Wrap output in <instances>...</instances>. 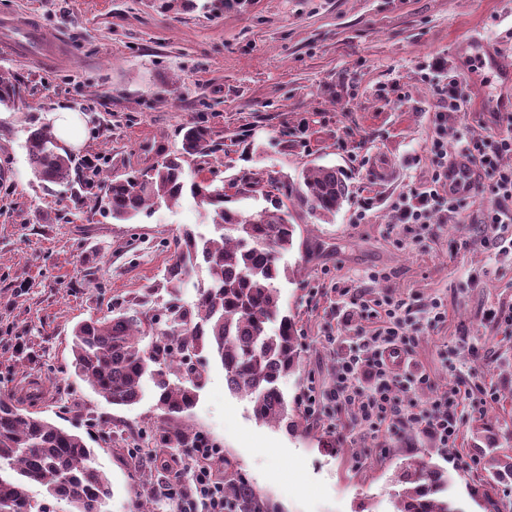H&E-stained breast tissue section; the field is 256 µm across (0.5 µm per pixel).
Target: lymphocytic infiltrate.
I'll use <instances>...</instances> for the list:
<instances>
[{"mask_svg":"<svg viewBox=\"0 0 512 512\" xmlns=\"http://www.w3.org/2000/svg\"><path fill=\"white\" fill-rule=\"evenodd\" d=\"M467 85L453 75L437 86L439 105L433 114L436 137L429 147L431 174L396 205L397 220L414 237L430 232L435 214L458 213L469 198L448 190V145L443 134L448 116L464 111ZM495 133L462 140L460 148L478 166L492 196V206L481 209L470 241L501 255L512 253V113L496 117ZM336 313L342 333L336 341V377L328 399L337 410L352 411L370 436L382 429H412L438 447H455L465 422L464 406L496 402L498 392L488 383L459 379L448 391L434 393L426 406L412 397L415 390L431 389L429 374L412 367L414 334L421 328L437 329L448 319L442 299L414 305L402 299L382 298L362 287L337 288ZM354 332L356 342L345 346L344 335ZM237 502L224 494V484L207 467H199L188 493L180 497V512H237Z\"/></svg>","mask_w":512,"mask_h":512,"instance_id":"lymphocytic-infiltrate-1","label":"lymphocytic infiltrate"}]
</instances>
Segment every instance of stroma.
I'll use <instances>...</instances> for the list:
<instances>
[{"label":"stroma","mask_w":512,"mask_h":512,"mask_svg":"<svg viewBox=\"0 0 512 512\" xmlns=\"http://www.w3.org/2000/svg\"><path fill=\"white\" fill-rule=\"evenodd\" d=\"M194 2L165 12L159 0H0V15H37L70 51L60 68L0 53V71L21 90L0 120V395L40 384L42 416L87 435L111 482L108 512H135L145 500L153 512H177L176 499L157 497L141 449L123 439L160 426L152 395L130 407L105 402L71 366V331L161 278L170 255L159 240L213 227L189 197L130 224L78 206L68 187L35 178L25 142L49 114L75 111L84 135L75 167L96 158L105 170L118 160L136 171L178 149L184 126L201 121L220 144L217 179L294 176L317 164L342 169L354 187L332 222L301 215L294 247L280 256L282 311L295 316L304 350L300 370L280 383L290 406L303 411L308 388L323 394L333 384L338 284L444 298L447 323L420 333L412 361L440 388L475 375L499 392L469 415L456 447L439 449L414 432L337 429L326 400L295 429L257 423L210 358L184 423L218 448L217 478L246 484L261 512H392L400 465L428 454L452 477L463 512H512V486L488 485L478 462L485 448L512 455V334L483 320L484 310L512 305V266L480 245L457 249L476 209L436 215L432 234L404 247L391 212L430 175L438 98L421 63L442 62L469 88L465 111L448 121L449 150L459 131L495 130L485 105L499 88H479L471 45L512 57V0H242L221 10L216 0ZM366 199V220L355 223ZM374 271L383 279L371 280Z\"/></svg>","instance_id":"35a3bbf8"}]
</instances>
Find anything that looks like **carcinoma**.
I'll list each match as a JSON object with an SVG mask.
<instances>
[{
    "mask_svg": "<svg viewBox=\"0 0 512 512\" xmlns=\"http://www.w3.org/2000/svg\"><path fill=\"white\" fill-rule=\"evenodd\" d=\"M19 100V87L0 71V107L11 109ZM218 146L214 131L194 121L184 128L179 152L161 155L142 171L105 177L95 200L113 219L127 222L190 196L206 206L205 223L214 225L211 236L181 230L167 243L172 263L158 283L111 317L89 318L72 330V367L106 402L138 403L145 378L151 379L163 419L152 437L156 448L194 446L182 419L194 407L204 375L191 361L176 359L180 348L220 361L228 388L249 400L258 423L288 419L279 381L299 369L303 349L294 318L281 313L275 283L288 270L279 255L294 246L298 212L329 223L352 193L334 166H314L295 178L277 171L245 174L229 186L243 197H263L267 206L244 213L228 206L229 195L212 177ZM26 151L41 183L80 182L50 128L31 130ZM201 264L208 282L185 304L184 278ZM275 321L279 326L271 334L267 324ZM27 400L26 406L0 395V512H51L48 503L33 498V485L66 501L69 512H107L111 484L95 465L93 450L82 436L31 410L36 395ZM483 462L493 482L512 481V457L488 448ZM396 483L394 512H462L451 497L448 473L424 457L403 463Z\"/></svg>",
    "mask_w": 512,
    "mask_h": 512,
    "instance_id": "1",
    "label": "carcinoma"
}]
</instances>
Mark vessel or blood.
Masks as SVG:
<instances>
[{
    "label": "vessel or blood",
    "instance_id": "b4317fda",
    "mask_svg": "<svg viewBox=\"0 0 512 512\" xmlns=\"http://www.w3.org/2000/svg\"><path fill=\"white\" fill-rule=\"evenodd\" d=\"M0 49L15 56L32 57L48 65H64L68 58L67 48L41 27L38 20L19 21L10 15L0 17ZM483 65L499 78L503 86L512 87V58L491 52L484 58ZM470 167L463 153L449 157V191L467 195L478 192L479 185L476 178L471 177Z\"/></svg>",
    "mask_w": 512,
    "mask_h": 512
}]
</instances>
